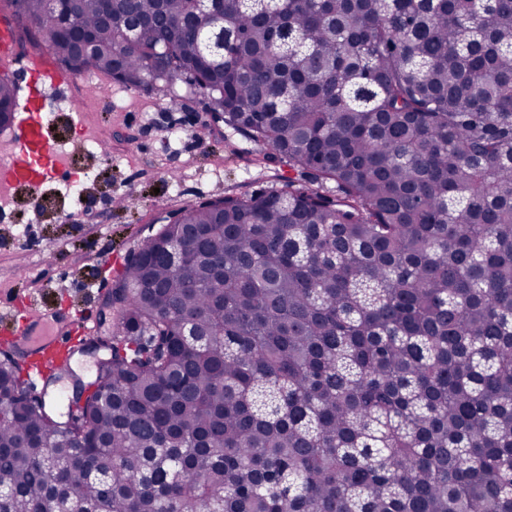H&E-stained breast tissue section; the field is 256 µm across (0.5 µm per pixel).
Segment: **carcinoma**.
<instances>
[{"instance_id":"cac0c4a2","label":"carcinoma","mask_w":512,"mask_h":512,"mask_svg":"<svg viewBox=\"0 0 512 512\" xmlns=\"http://www.w3.org/2000/svg\"><path fill=\"white\" fill-rule=\"evenodd\" d=\"M16 45L163 84L336 194L185 205L113 284L66 417L0 359V512H512V0H8ZM193 15V0H136ZM180 243L178 272L163 246Z\"/></svg>"}]
</instances>
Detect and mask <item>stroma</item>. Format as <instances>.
I'll list each match as a JSON object with an SVG mask.
<instances>
[{
  "label": "stroma",
  "instance_id": "obj_1",
  "mask_svg": "<svg viewBox=\"0 0 512 512\" xmlns=\"http://www.w3.org/2000/svg\"><path fill=\"white\" fill-rule=\"evenodd\" d=\"M101 98L80 93L46 108L43 122L71 167L41 196L17 187L0 223V348L10 346L11 309L33 303L74 325L81 317L108 338L102 296L125 261L156 234L158 218L182 205L237 191L300 181L288 162L248 161L253 145L231 128L212 133L204 103L169 110L155 86L126 89L101 81ZM91 133L74 136L72 121Z\"/></svg>",
  "mask_w": 512,
  "mask_h": 512
}]
</instances>
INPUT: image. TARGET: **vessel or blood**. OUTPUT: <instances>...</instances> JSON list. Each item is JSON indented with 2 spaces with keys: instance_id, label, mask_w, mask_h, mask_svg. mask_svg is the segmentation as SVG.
Returning a JSON list of instances; mask_svg holds the SVG:
<instances>
[{
  "instance_id": "vessel-or-blood-1",
  "label": "vessel or blood",
  "mask_w": 512,
  "mask_h": 512,
  "mask_svg": "<svg viewBox=\"0 0 512 512\" xmlns=\"http://www.w3.org/2000/svg\"><path fill=\"white\" fill-rule=\"evenodd\" d=\"M29 74L32 95L28 115L18 125L11 141V162L0 166V189L5 191L20 180L30 189H39L67 162L66 155L57 151L54 140L43 126L41 113L46 101L66 95L73 79L68 72L41 62L33 63ZM52 322L51 316L36 308L31 316L22 319L14 333L13 345L34 357L30 365L32 374H42L50 362L61 356L62 332L46 331Z\"/></svg>"
}]
</instances>
